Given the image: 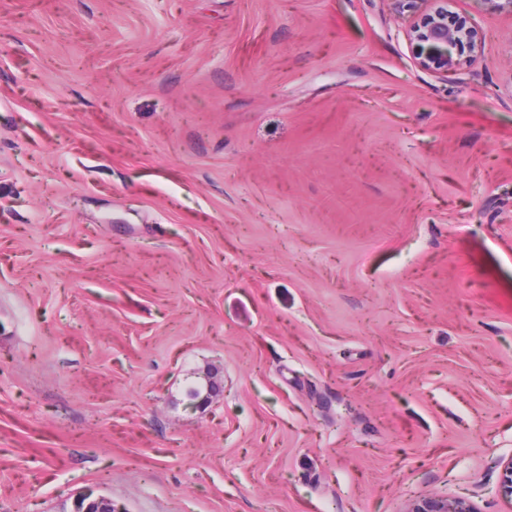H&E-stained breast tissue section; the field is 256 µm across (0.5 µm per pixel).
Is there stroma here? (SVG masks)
Segmentation results:
<instances>
[{
    "label": "stroma",
    "instance_id": "obj_1",
    "mask_svg": "<svg viewBox=\"0 0 512 512\" xmlns=\"http://www.w3.org/2000/svg\"><path fill=\"white\" fill-rule=\"evenodd\" d=\"M448 11L0 0V512H512V12ZM419 1L390 0L399 14L411 12L409 40L419 67L439 73L458 70L470 63L481 50L483 37L472 25L449 20L447 0H428L434 7L421 11ZM403 512H476L467 501L459 496H432L409 503Z\"/></svg>",
    "mask_w": 512,
    "mask_h": 512
}]
</instances>
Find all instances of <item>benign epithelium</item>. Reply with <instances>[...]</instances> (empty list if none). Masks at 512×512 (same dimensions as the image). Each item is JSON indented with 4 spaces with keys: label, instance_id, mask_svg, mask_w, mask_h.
Returning a JSON list of instances; mask_svg holds the SVG:
<instances>
[{
    "label": "benign epithelium",
    "instance_id": "obj_1",
    "mask_svg": "<svg viewBox=\"0 0 512 512\" xmlns=\"http://www.w3.org/2000/svg\"><path fill=\"white\" fill-rule=\"evenodd\" d=\"M392 9L411 13L409 40L419 67L439 73L458 70L470 63L481 50L483 37L474 26L448 16V0H432L434 7L422 11L419 0H390ZM499 492L512 503V459L503 467ZM97 512H121L112 501L81 494L74 502V512H88L89 505ZM403 512H475L467 499L459 496H432L409 503Z\"/></svg>",
    "mask_w": 512,
    "mask_h": 512
}]
</instances>
